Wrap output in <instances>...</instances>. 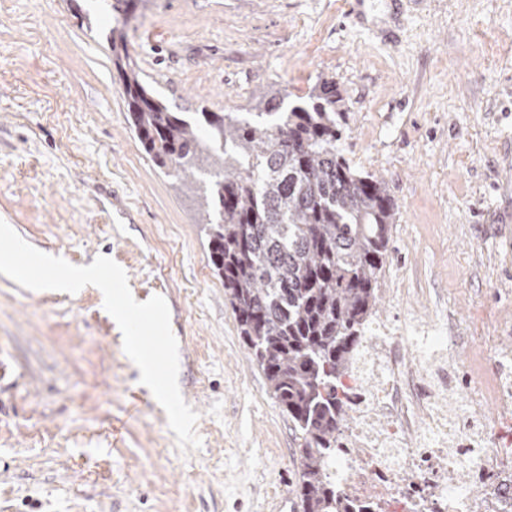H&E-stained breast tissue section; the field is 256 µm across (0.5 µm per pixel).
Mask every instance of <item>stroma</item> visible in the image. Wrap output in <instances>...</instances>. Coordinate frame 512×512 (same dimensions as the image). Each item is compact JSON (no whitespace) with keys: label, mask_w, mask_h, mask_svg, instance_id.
<instances>
[{"label":"stroma","mask_w":512,"mask_h":512,"mask_svg":"<svg viewBox=\"0 0 512 512\" xmlns=\"http://www.w3.org/2000/svg\"><path fill=\"white\" fill-rule=\"evenodd\" d=\"M346 0H140L127 31L171 111L307 102L323 79L340 147L396 204L380 306L412 366L512 358V0H410L385 45ZM103 0H0V219L36 249L117 262L163 296L181 450L98 288L31 291L0 274V512H302L300 441L244 347L193 191L128 122Z\"/></svg>","instance_id":"obj_1"}]
</instances>
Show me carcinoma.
Listing matches in <instances>:
<instances>
[{
    "instance_id": "carcinoma-1",
    "label": "carcinoma",
    "mask_w": 512,
    "mask_h": 512,
    "mask_svg": "<svg viewBox=\"0 0 512 512\" xmlns=\"http://www.w3.org/2000/svg\"><path fill=\"white\" fill-rule=\"evenodd\" d=\"M110 32L133 130L155 164L198 191L209 257L224 280L239 335L301 439L302 512H362L343 496L328 460L350 420L342 379L364 350L377 310L395 203L385 183L339 149L346 113L336 83L283 109L262 100L251 118L202 112L192 124L169 109L127 46L134 16Z\"/></svg>"
}]
</instances>
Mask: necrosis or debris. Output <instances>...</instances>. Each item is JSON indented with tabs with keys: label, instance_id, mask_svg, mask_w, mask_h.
Here are the masks:
<instances>
[{
	"label": "necrosis or debris",
	"instance_id": "1",
	"mask_svg": "<svg viewBox=\"0 0 512 512\" xmlns=\"http://www.w3.org/2000/svg\"><path fill=\"white\" fill-rule=\"evenodd\" d=\"M375 341L378 387L353 410L331 467L343 492L381 512H512V413L452 429L441 410L451 401L462 416L475 400L511 402L512 365L486 353V381L452 400L447 368L427 361L438 383L425 386L401 363L392 330L380 329ZM458 461L467 477L452 490L448 467Z\"/></svg>",
	"mask_w": 512,
	"mask_h": 512
}]
</instances>
